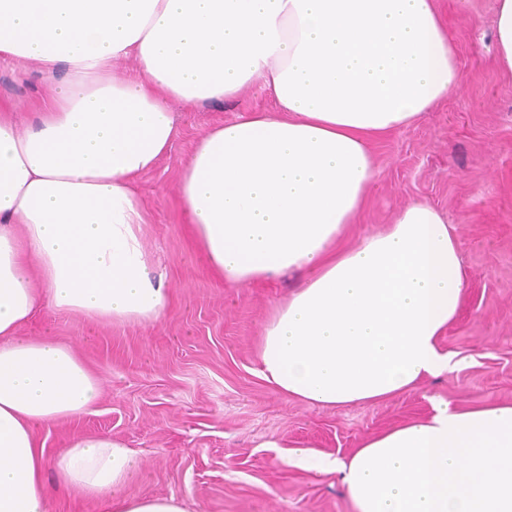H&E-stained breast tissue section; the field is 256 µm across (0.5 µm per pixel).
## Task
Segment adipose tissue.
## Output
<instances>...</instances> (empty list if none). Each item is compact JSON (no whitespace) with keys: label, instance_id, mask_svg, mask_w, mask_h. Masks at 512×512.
Returning a JSON list of instances; mask_svg holds the SVG:
<instances>
[{"label":"adipose tissue","instance_id":"adipose-tissue-1","mask_svg":"<svg viewBox=\"0 0 512 512\" xmlns=\"http://www.w3.org/2000/svg\"><path fill=\"white\" fill-rule=\"evenodd\" d=\"M133 60L134 73L113 75ZM53 86L28 129L0 100V512H47L43 476L109 512H186L124 494L135 451L79 438L47 459L39 425L90 411L101 386L75 349L23 335L42 309L150 325L170 298L144 246L139 176L167 152L168 108L260 86L273 112L201 135L177 193L212 274L308 277L263 326L259 374L306 403H375L453 367L439 338L466 286L429 203L344 244L375 179L371 139L461 83L434 0H0V68ZM341 471L354 512H512V405L441 400L367 439Z\"/></svg>","mask_w":512,"mask_h":512}]
</instances>
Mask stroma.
<instances>
[{
  "label": "stroma",
  "mask_w": 512,
  "mask_h": 512,
  "mask_svg": "<svg viewBox=\"0 0 512 512\" xmlns=\"http://www.w3.org/2000/svg\"><path fill=\"white\" fill-rule=\"evenodd\" d=\"M435 5L462 83L408 126L371 140L376 177L347 243L417 200L453 224L467 288L440 338L452 370L394 398L342 408L271 389L258 374L261 328L307 275L251 286L216 280L187 233L176 185L207 128L275 103L256 86L192 109L174 102L173 144L140 180L151 218L144 244L171 302L152 326L50 312L25 326L24 335L72 344L102 386L90 413L37 427L46 456L74 438L108 435L139 457L130 496L172 495L188 512H353L341 476L304 469L299 452L348 460L364 440L428 418L441 399L512 404V73L498 62L496 0ZM48 92L42 81L0 71V97L18 103L19 124Z\"/></svg>",
  "instance_id": "obj_1"
}]
</instances>
